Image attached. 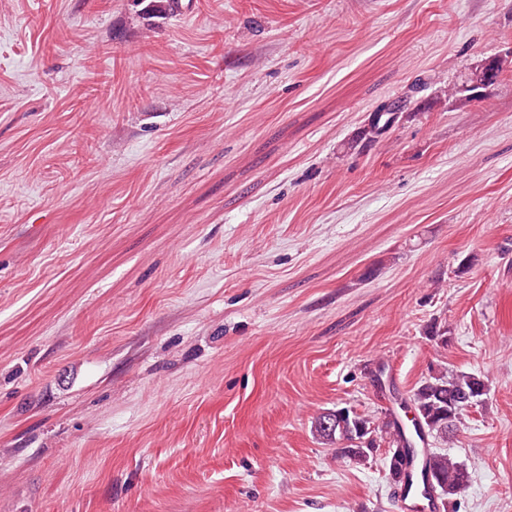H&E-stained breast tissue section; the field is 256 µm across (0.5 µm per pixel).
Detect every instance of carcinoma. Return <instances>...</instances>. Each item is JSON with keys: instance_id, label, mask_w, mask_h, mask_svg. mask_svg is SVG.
I'll use <instances>...</instances> for the list:
<instances>
[{"instance_id": "carcinoma-1", "label": "carcinoma", "mask_w": 512, "mask_h": 512, "mask_svg": "<svg viewBox=\"0 0 512 512\" xmlns=\"http://www.w3.org/2000/svg\"><path fill=\"white\" fill-rule=\"evenodd\" d=\"M487 391V382L480 374L433 368L404 401V409L414 414L411 426L393 412L375 419L343 407L337 409L341 415L338 424L324 426L321 414L312 422V430L322 443L336 447L339 458L355 465L368 461L363 449L385 448L392 453L390 474L405 492L413 491L418 470L437 482L439 500L449 501L469 487L467 466L444 450L432 448L424 454L418 444L430 440L436 445L448 444L469 412L467 404H482Z\"/></svg>"}]
</instances>
